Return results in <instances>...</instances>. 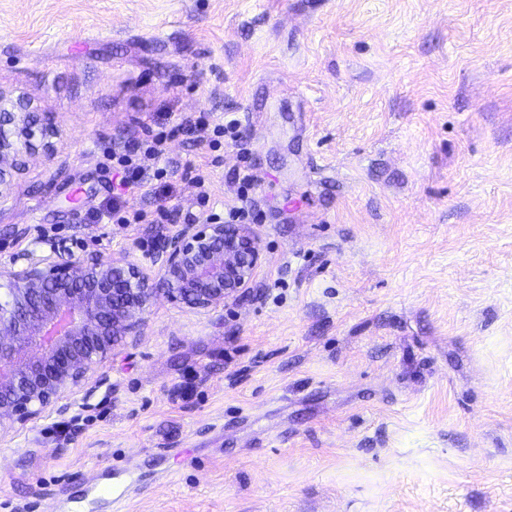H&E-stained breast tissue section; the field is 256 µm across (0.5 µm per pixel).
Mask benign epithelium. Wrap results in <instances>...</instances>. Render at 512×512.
Segmentation results:
<instances>
[{"label":"benign epithelium","mask_w":512,"mask_h":512,"mask_svg":"<svg viewBox=\"0 0 512 512\" xmlns=\"http://www.w3.org/2000/svg\"><path fill=\"white\" fill-rule=\"evenodd\" d=\"M54 116H38L0 93V201L41 143L58 154ZM265 260L251 224H177L146 267L54 246L0 261V432L62 416L76 388L99 383L112 350L138 336L160 295L197 311L224 308L250 288Z\"/></svg>","instance_id":"obj_1"}]
</instances>
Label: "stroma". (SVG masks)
Segmentation results:
<instances>
[{
    "instance_id": "obj_1",
    "label": "stroma",
    "mask_w": 512,
    "mask_h": 512,
    "mask_svg": "<svg viewBox=\"0 0 512 512\" xmlns=\"http://www.w3.org/2000/svg\"><path fill=\"white\" fill-rule=\"evenodd\" d=\"M0 91L60 133L0 257L146 265L242 205L265 247L236 305L158 298L69 413L1 433L0 512H512V0H0ZM228 112L120 200L170 221H94L120 142Z\"/></svg>"
}]
</instances>
